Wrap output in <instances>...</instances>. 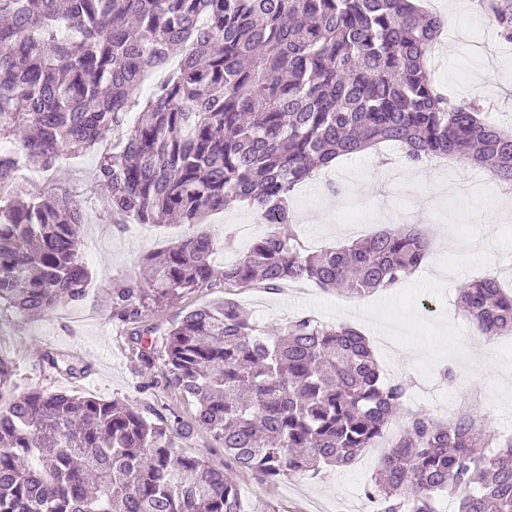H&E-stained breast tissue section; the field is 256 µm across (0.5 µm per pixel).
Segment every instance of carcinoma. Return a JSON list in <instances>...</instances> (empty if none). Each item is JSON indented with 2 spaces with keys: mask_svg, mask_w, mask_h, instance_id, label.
Listing matches in <instances>:
<instances>
[{
  "mask_svg": "<svg viewBox=\"0 0 512 512\" xmlns=\"http://www.w3.org/2000/svg\"><path fill=\"white\" fill-rule=\"evenodd\" d=\"M512 43V0H481ZM443 26L420 0H0V306L42 318L86 292L81 201L12 191L18 159L50 170L108 137L146 77L180 54L146 119L98 179L115 223L194 227L246 202L267 230L233 265L216 235L190 231L112 303L143 310L212 287L277 291L291 280L365 296L392 288L428 255L417 227L307 253L294 229L296 186L342 156L386 142L407 161L463 162L512 191V129L474 101L439 94L425 67ZM458 306L478 335L512 334V293L493 275L465 282ZM130 334L144 365L196 405L236 468L267 480L353 464L383 439L407 384L386 378L370 341L306 315L262 327L232 299L174 318L157 349ZM13 362L0 355V399ZM181 424L119 400L31 390L0 403V512H277L242 497L229 468L178 449ZM366 497L376 512H512V439L474 409L449 422L408 413ZM494 448L496 452L486 453Z\"/></svg>",
  "mask_w": 512,
  "mask_h": 512,
  "instance_id": "1",
  "label": "carcinoma"
}]
</instances>
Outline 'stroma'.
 <instances>
[{"mask_svg":"<svg viewBox=\"0 0 512 512\" xmlns=\"http://www.w3.org/2000/svg\"><path fill=\"white\" fill-rule=\"evenodd\" d=\"M460 36L446 40L431 75L439 92L461 97L473 91L482 101H495L492 117L512 123V45H503L491 19L465 9ZM141 114L132 107L107 142L62 158L49 172L34 171L24 183L27 193L53 191L82 200L86 222L82 230V260L91 283L82 301L58 306L40 319H25L0 310V353L16 367L17 392L67 390L81 396L119 399L166 417L190 423L193 402L166 387L159 367L139 362L131 351L128 326L112 310V288L139 271L138 259L163 249L187 230L183 224H114L103 193L96 189L100 159L108 146H120ZM400 149L390 145L382 156L365 151L338 160L293 194V215L300 240L327 248L350 242L339 224L338 199L358 201L351 217L364 224L366 234L383 223L430 228L429 255L413 276L398 287L351 298L309 285L303 295L263 292L257 288H228L223 282L179 295L172 302L145 311L142 326L162 339L182 310L230 298L249 309L259 325L281 324L306 313L328 324H351L374 341L383 374L406 379V410H424L449 419L446 405L473 391L472 405L485 424L501 438L512 437V336L475 335L457 306L458 287L484 274L512 285V216L495 223L478 222L494 210L500 194L485 181L481 194L468 196L452 188L431 193L426 182L406 175ZM253 212L237 204L205 218L211 232L229 238L225 251L236 256L246 250L248 222ZM74 360L77 374L49 367L45 353ZM187 454L224 465L204 430L192 427L180 441ZM382 464L379 453L366 449L347 467H325L318 476L267 481L240 471V492L256 504H272L277 512H371L365 489Z\"/></svg>","mask_w":512,"mask_h":512,"instance_id":"stroma-1","label":"stroma"}]
</instances>
